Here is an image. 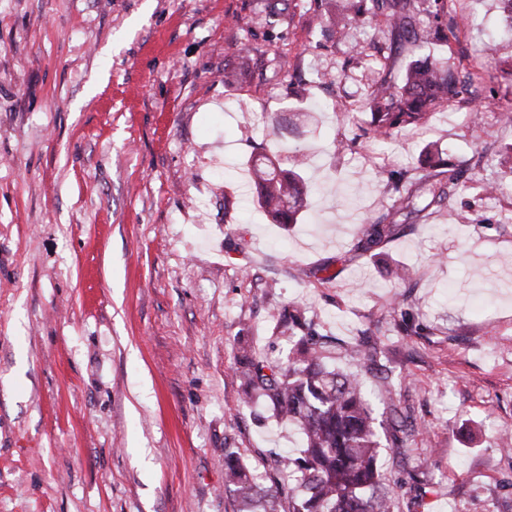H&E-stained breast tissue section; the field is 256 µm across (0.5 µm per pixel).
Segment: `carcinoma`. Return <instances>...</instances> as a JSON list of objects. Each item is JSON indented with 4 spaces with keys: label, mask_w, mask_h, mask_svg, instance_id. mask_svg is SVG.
<instances>
[{
    "label": "carcinoma",
    "mask_w": 512,
    "mask_h": 512,
    "mask_svg": "<svg viewBox=\"0 0 512 512\" xmlns=\"http://www.w3.org/2000/svg\"><path fill=\"white\" fill-rule=\"evenodd\" d=\"M406 0H391L388 24L398 36L414 34ZM419 54L409 62L399 81L376 92L372 99L370 127L378 139L416 126L428 108L455 83L445 58L418 45ZM257 201L276 224L297 223L307 205L310 187L298 171L281 168L276 159L260 153L252 159ZM434 173L410 177L394 187L398 197L377 221L359 228L357 246L368 250L393 237L395 216L402 211L420 214L417 190L441 202L466 187L464 170L443 160L431 165ZM275 329L297 338L288 365L279 367L250 356L242 348L239 363L248 397L262 399L279 419L297 426L304 436L301 456L291 460L298 475L294 486L275 485L267 492L253 484L236 453L224 452V486L241 502V512H277L281 496L288 512H392L393 491L378 468L380 434L372 408L365 398L361 373H340L328 364L329 344L319 334L302 307L292 303L278 317ZM355 366L375 361L377 348L350 350ZM387 424L395 433L413 431L409 416L392 410Z\"/></svg>",
    "instance_id": "obj_1"
}]
</instances>
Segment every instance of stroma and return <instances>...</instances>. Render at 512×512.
I'll use <instances>...</instances> for the list:
<instances>
[{"label":"stroma","instance_id":"35a3bbf8","mask_svg":"<svg viewBox=\"0 0 512 512\" xmlns=\"http://www.w3.org/2000/svg\"><path fill=\"white\" fill-rule=\"evenodd\" d=\"M419 2L417 39L378 14L339 41V0H0V512H239L228 448L287 483L301 435L238 355L287 364L292 302L337 370L382 352L373 414L416 428L380 450L394 512H512V35L504 0ZM437 32L468 91L373 141L376 80ZM429 145L467 189L357 249ZM262 150L306 159L298 224L248 201Z\"/></svg>","mask_w":512,"mask_h":512}]
</instances>
